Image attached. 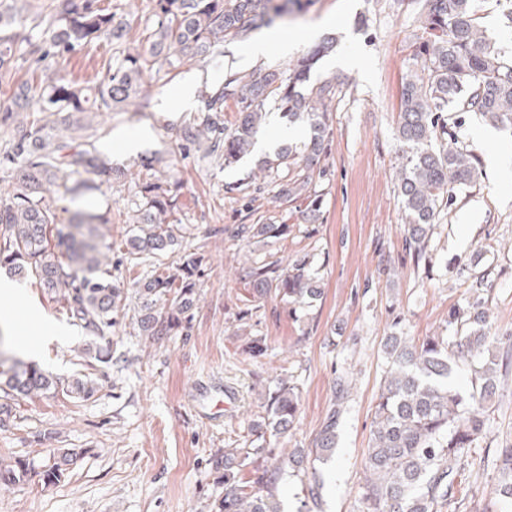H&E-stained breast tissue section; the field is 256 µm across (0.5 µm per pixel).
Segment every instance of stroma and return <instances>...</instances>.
I'll return each mask as SVG.
<instances>
[{
    "mask_svg": "<svg viewBox=\"0 0 512 512\" xmlns=\"http://www.w3.org/2000/svg\"><path fill=\"white\" fill-rule=\"evenodd\" d=\"M474 4L487 34L512 51V28L504 19L512 0ZM261 33L293 35L300 54L333 38L336 55L362 62L353 70L324 58L310 75L314 83L332 77L343 83L330 108L328 175L316 185L323 195L318 219L304 221L296 204L265 189L251 198L238 193V186L260 182L258 153L224 169L195 150L167 153L185 117L203 114L206 91L225 71L258 76L286 70L287 57L277 53L248 61L252 39L226 43L223 56L208 62L161 67L147 82L146 109L106 117L95 153L127 177L102 186L84 204L112 211L103 245L113 260V279L125 288L139 274L119 261L128 231L124 215L142 162L162 156L166 174L184 185L183 221L206 247L200 298L187 334L158 340L140 336L133 306L115 313L106 363L84 355L90 334L72 325L35 279L16 282L14 296L0 299V313L21 315L18 324L0 327V347L15 349L17 336L40 328L38 366L63 382L85 373L98 383L86 401L60 390L13 401L10 417L0 420V464L21 460L33 473L24 482L0 485V512H215L224 492V451L247 436L268 385L287 376L299 387V420L278 442L289 452L308 447L319 431L340 370L348 373L352 390L335 458L324 467L321 512H361L372 412L386 369L385 337L394 331L416 340L444 333L449 308L476 296L485 299L494 332L512 333V167H481L471 187L457 193L431 231L428 262L416 263L405 247L396 131L401 85L420 70L412 50L422 35L406 0H313L305 14ZM109 55L101 39L38 66L80 80ZM188 77L196 84L190 111L177 101ZM463 134L479 157L512 151V130L488 127L479 116L467 115ZM130 137L138 139L137 150L125 148ZM243 224L292 225L280 255H313L323 288L313 307L293 314L270 296L252 317H243V271L263 254L260 244L238 236ZM383 258L391 273L381 270ZM251 336L264 339L262 356L245 351ZM499 378V394L485 412L482 449L512 443V367L500 370ZM201 380L236 390L222 418L203 419L193 406V387ZM64 448L75 451L73 463L59 481L44 484L40 471Z\"/></svg>",
    "mask_w": 512,
    "mask_h": 512,
    "instance_id": "35a3bbf8",
    "label": "stroma"
}]
</instances>
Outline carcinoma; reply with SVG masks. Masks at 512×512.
Segmentation results:
<instances>
[{"label":"carcinoma","mask_w":512,"mask_h":512,"mask_svg":"<svg viewBox=\"0 0 512 512\" xmlns=\"http://www.w3.org/2000/svg\"><path fill=\"white\" fill-rule=\"evenodd\" d=\"M64 10L40 36L18 26L14 6L0 4V83L10 80L30 57L42 60L64 55L105 38L110 58L92 80L35 75L19 85L12 105L0 110V125L12 129L5 163L17 170L18 184L0 193V268L13 277L33 276L62 304L73 324L102 338L112 331V314L125 300V289L112 279L101 250L109 212L75 209L67 222L56 200L75 202L120 181V170L99 167L93 157V119L104 112H139L145 107L143 86L155 65L177 68L224 54V43L241 40L271 25L305 0H149L148 12L133 25L116 17L102 0H64ZM424 29L414 55L421 74L401 89L397 138L401 166L397 183L405 212L403 233L408 248L426 257L429 234L455 188L472 184L479 159L459 140L465 115L477 113L494 125L512 127V55L488 37L477 21L473 0H411ZM334 42L323 41L288 64L260 78L229 72L205 100L206 113L184 121L178 150L201 148L227 167L254 147L266 107L290 122L309 124L312 134L300 145L280 148L262 162L263 184L277 197L302 202L309 220L320 209L313 187L323 174L330 135L328 105L339 92L336 79L308 85L319 59ZM238 105L232 126L224 124V103ZM26 116L19 118V113ZM157 159L143 165L138 197L129 210L128 259L149 269L133 281L139 301V334L151 339L169 336L189 320L197 295L194 276L206 264L204 246L181 250L189 229L182 224L183 186L160 177ZM291 224H243L239 233L267 247L261 259L246 268L243 288L251 309L274 293L305 307L320 297L313 257L298 254L282 266L275 245L291 234ZM512 336L492 333L484 302L448 310V335L428 336L419 344L404 336L386 337V376L375 405L369 448L363 512H444L456 500L472 449L485 428V408L493 402L499 380L493 348ZM471 366L466 391L448 384L452 362ZM57 381L37 365L16 361L0 371L3 398L53 394ZM345 372L336 374L332 404L309 448H295L288 459L305 492V500L321 502L325 487L322 465L336 451V429L350 397ZM94 380L76 378L66 387L69 397L90 399ZM264 416L251 428L241 448L224 450V496L218 512H281L275 491L282 467L281 450L271 438L285 435L299 416L298 387L286 378L268 388L261 403ZM73 453L63 451L41 472L46 484L59 479ZM498 481L492 497L474 504V512H496L512 502V444L496 449ZM250 469L249 475L242 474ZM30 465L18 460L0 465V484L28 477Z\"/></svg>","instance_id":"1"}]
</instances>
